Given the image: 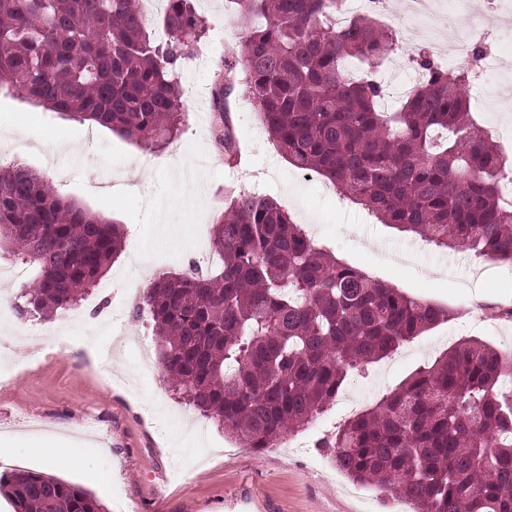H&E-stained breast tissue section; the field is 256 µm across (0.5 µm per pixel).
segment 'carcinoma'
Returning a JSON list of instances; mask_svg holds the SVG:
<instances>
[{"label": "carcinoma", "mask_w": 512, "mask_h": 512, "mask_svg": "<svg viewBox=\"0 0 512 512\" xmlns=\"http://www.w3.org/2000/svg\"><path fill=\"white\" fill-rule=\"evenodd\" d=\"M159 42L129 0H0V91L98 123L147 149L176 135L177 65L204 20L166 0ZM238 50L213 92L218 144L237 65L288 162L324 177L384 224L439 248L512 262V162L469 112V81L419 48V83L390 111L375 64L396 31L336 0H231ZM214 273L168 272L134 307L157 337L167 387L245 448H274L333 402L352 371L391 355L453 313L403 294L315 245L273 200L224 191ZM35 271L20 317L74 307L125 248L120 225L23 165L0 166V246ZM321 447L338 470L411 512H512V351L466 337L338 428ZM14 512H104L46 474L0 475Z\"/></svg>", "instance_id": "1"}]
</instances>
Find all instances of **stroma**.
<instances>
[{
  "mask_svg": "<svg viewBox=\"0 0 512 512\" xmlns=\"http://www.w3.org/2000/svg\"><path fill=\"white\" fill-rule=\"evenodd\" d=\"M205 21L177 71L182 124L151 151L108 128L0 93V163H23L89 211L123 225L127 242L79 305L42 318L0 320V360L20 376L0 383V469L52 472L91 493L106 512H368L344 490L321 435L331 434L417 368L458 340L476 337L512 350V264L440 249L381 223L319 174L279 153L237 71L230 96L241 164L229 167L213 135L212 92L239 40L230 0H193ZM267 195L301 224L314 244L375 280L454 311L396 353L348 376L346 406L328 405L322 434L299 430L290 446L258 451L225 436L163 383L143 377L129 350L103 360L112 329L104 321L123 301L125 332L155 348L149 319H132L128 288L144 275L187 268L207 254L210 227L224 211V190ZM63 438L69 466L47 469L45 434Z\"/></svg>",
  "mask_w": 512,
  "mask_h": 512,
  "instance_id": "stroma-1",
  "label": "stroma"
}]
</instances>
